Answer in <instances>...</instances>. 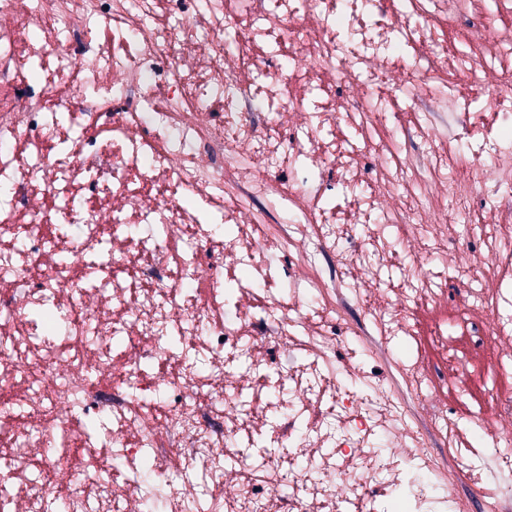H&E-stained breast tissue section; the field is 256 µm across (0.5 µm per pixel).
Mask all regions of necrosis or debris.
<instances>
[{
    "label": "necrosis or debris",
    "mask_w": 512,
    "mask_h": 512,
    "mask_svg": "<svg viewBox=\"0 0 512 512\" xmlns=\"http://www.w3.org/2000/svg\"><path fill=\"white\" fill-rule=\"evenodd\" d=\"M490 27L479 0H0V398L27 406L0 424V512H376L381 468L411 484L393 512H466L458 486L512 512V480L487 492L461 449L431 451L444 388L476 376L489 404L456 430L512 454V32ZM273 42L296 65L271 68ZM325 166L347 209L309 189ZM474 239L470 296L424 330ZM337 323L411 344L407 397L374 351L336 367ZM247 439L280 449L265 473Z\"/></svg>",
    "instance_id": "necrosis-or-debris-1"
}]
</instances>
